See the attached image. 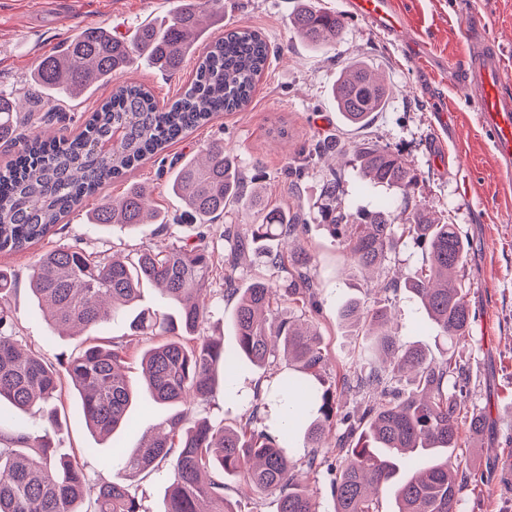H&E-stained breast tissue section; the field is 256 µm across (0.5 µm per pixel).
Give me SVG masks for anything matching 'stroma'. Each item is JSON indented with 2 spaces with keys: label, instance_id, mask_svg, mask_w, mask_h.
<instances>
[{
  "label": "stroma",
  "instance_id": "stroma-1",
  "mask_svg": "<svg viewBox=\"0 0 512 512\" xmlns=\"http://www.w3.org/2000/svg\"><path fill=\"white\" fill-rule=\"evenodd\" d=\"M299 2L224 0V19L212 37L245 25L260 31L274 50L252 102L242 111L215 116L104 187V194L115 199L131 184L150 185L155 207L167 220L164 229L149 225L131 233L91 223L85 212H74L26 250L0 252V268L12 270L16 281L15 291L0 303L14 314L17 338L51 362L83 340L101 336L127 341L129 328L121 315L101 332L80 338L52 333L28 293L33 268L43 253L60 246L76 244L108 258L146 245L161 248L191 234V227L174 221L182 206L167 183L182 159L223 141L243 175L259 177L272 203L311 214L302 229L301 246L317 292L315 320L326 355L323 377L338 389L337 415L353 414L364 406V392L344 389L341 383L345 375L359 370L367 343L358 328L342 320L340 307L348 300L366 309L392 302V332L398 341L422 346L434 355L454 349L466 374L465 405L486 420L480 433L460 430L462 444L469 447L471 479L461 490L459 512H512V480L502 479L498 470L499 454H512V187L501 179L495 145L478 114L444 69L445 58L458 57L464 50L461 30L466 20L480 15L491 39L510 51L503 88L512 93V0H404L409 29L421 34L417 40L386 35L350 16L346 0H317L322 9L347 16L336 43L317 50L299 41L289 25ZM171 7L172 0H0V89L20 100L22 132L44 137L77 133L83 114L112 95L111 86L103 85L67 101L63 109L49 110L42 98L28 94L30 76L42 58L60 50L80 29L101 27L127 36L139 25L165 18ZM354 60L363 61L390 90L386 108L361 128L343 125L331 97L342 68ZM193 67L189 61L172 74L137 61L123 77L148 85L165 103L191 80ZM327 136L342 141L343 156L304 160V152ZM368 142L401 151L421 173L415 202L457 225L468 241L461 273L473 320L468 334L455 342L438 336L405 288L393 291L385 286L387 280L409 276L422 264L419 249L401 248L367 274L352 265L340 239L323 224L321 210L328 204L359 214L396 198V190L371 186L363 178L356 150ZM334 169L341 181L331 202L323 194V184ZM210 296L212 313L205 331L233 349L236 301L224 293L223 272L214 274ZM284 368L280 356L263 369L242 365L236 386L216 390L207 404L196 408L195 417L229 425L253 412L258 421H265V411L251 409L254 385L269 382ZM56 406L61 420L55 437L58 447L82 454L91 482L114 479L118 468L110 463L111 449L94 445L69 383H62ZM92 446L97 449L93 455L88 452ZM172 478L170 466L162 463L132 480L130 490L142 512H160Z\"/></svg>",
  "mask_w": 512,
  "mask_h": 512
}]
</instances>
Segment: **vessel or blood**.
<instances>
[{
    "instance_id": "1",
    "label": "vessel or blood",
    "mask_w": 512,
    "mask_h": 512,
    "mask_svg": "<svg viewBox=\"0 0 512 512\" xmlns=\"http://www.w3.org/2000/svg\"><path fill=\"white\" fill-rule=\"evenodd\" d=\"M353 14L386 34L407 32L405 13L398 0H349ZM468 50L464 57L448 62L457 74V83L480 114L491 135L504 181L512 180V95L501 88L503 48L489 42L478 25L464 31Z\"/></svg>"
}]
</instances>
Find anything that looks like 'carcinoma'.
<instances>
[{
  "label": "carcinoma",
  "mask_w": 512,
  "mask_h": 512,
  "mask_svg": "<svg viewBox=\"0 0 512 512\" xmlns=\"http://www.w3.org/2000/svg\"><path fill=\"white\" fill-rule=\"evenodd\" d=\"M224 13V0H175L170 18L139 26L130 36L85 28L60 53L44 57L35 69L34 94L46 95L55 107L61 97L74 98L97 83L112 84V97L94 110L72 137L41 139L18 133L19 103L0 90V143L22 144L18 157L0 171V251L20 252L46 237L69 214L87 208L92 223L129 231L143 224L167 223L152 208L153 189L131 185L112 200L102 186L123 177L179 137L220 112L244 110L259 78L269 66L270 47L249 26L229 30L196 55L210 24ZM293 31L319 48L336 42L346 25L338 14L304 0L290 18ZM195 59V73L180 96L164 106L142 83L117 77L137 59L159 70L177 72ZM385 84L373 79L360 61L346 65L336 79L332 98L344 123L365 125L388 100ZM364 176L374 185L400 192V203L385 202L358 224L346 213L331 212L328 228L343 238L351 260L361 269L382 265L388 254L409 243L426 255V265L406 278L404 287L419 299L438 335L448 344L469 332L468 292L451 273L462 262L468 242L458 227L436 219L413 203L418 172L399 151L365 143L358 151ZM169 192L185 207L188 224L199 231L161 251L143 249L135 259H101L77 246L45 252L34 268L29 291L47 312L52 330H99L119 314L131 316L133 336L162 337L142 355L144 388L156 405L171 409L160 416L141 446L126 452L112 445L121 468L116 479L92 486L79 457L57 448L53 435L58 412L50 407L60 380L67 378L80 415L95 437H109L131 424L130 409L138 389L126 373L129 346L103 341L74 348L52 363L17 339L11 311L0 309V402L36 418L32 432L0 433V512H82L93 497L92 512H141L128 481L167 463L173 480L163 512H237L224 494V476L242 478L245 494L276 493L275 512H319L313 489L299 474L289 453L296 433L311 454L309 471L329 477L333 512H382L379 491H394V512H458L464 454L459 425L470 418L479 432L480 415L465 413L462 399L448 390L459 382L460 364L453 350L434 359L416 346L402 347L389 330L390 308L364 311L346 303L343 321L373 337V357L388 358L357 375L358 387L381 388V399L366 405L347 432L336 429V390L325 386V354L313 325L300 326L292 308L313 304L315 289L306 266L290 272L278 288L264 279L235 287L236 266L225 259V292L236 297V348L202 332L207 314V287L214 272V249L207 224L230 217L238 207L255 213L254 254L274 266L285 265L282 245L298 242L305 219L270 206L261 190L239 171L220 141L211 143L204 160L186 159L172 175ZM160 290L173 312L132 306L145 286ZM294 367L274 384L255 385L254 409L272 400L299 399L288 427L253 425V417L234 425L207 421L190 424L192 405L207 401L218 373L229 381L247 362L266 367L276 349Z\"/></svg>",
  "instance_id": "carcinoma-1"
}]
</instances>
